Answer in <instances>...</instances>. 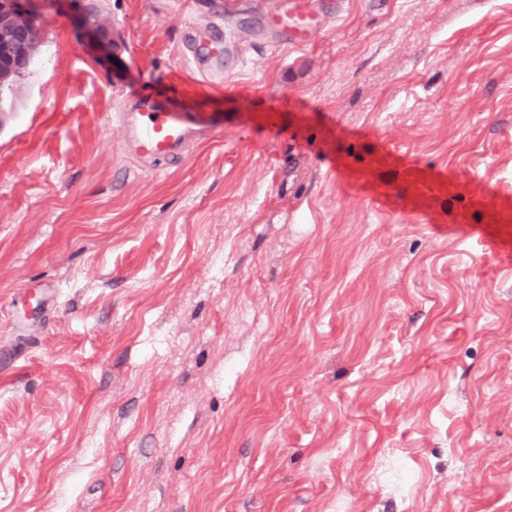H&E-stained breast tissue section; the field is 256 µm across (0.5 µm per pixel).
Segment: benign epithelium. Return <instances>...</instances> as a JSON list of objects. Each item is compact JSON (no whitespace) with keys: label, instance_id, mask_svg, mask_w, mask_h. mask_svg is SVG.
<instances>
[{"label":"benign epithelium","instance_id":"7a95c632","mask_svg":"<svg viewBox=\"0 0 512 512\" xmlns=\"http://www.w3.org/2000/svg\"><path fill=\"white\" fill-rule=\"evenodd\" d=\"M36 0H0V81L28 72L41 38Z\"/></svg>","mask_w":512,"mask_h":512}]
</instances>
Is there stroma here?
<instances>
[{"instance_id": "stroma-1", "label": "stroma", "mask_w": 512, "mask_h": 512, "mask_svg": "<svg viewBox=\"0 0 512 512\" xmlns=\"http://www.w3.org/2000/svg\"><path fill=\"white\" fill-rule=\"evenodd\" d=\"M314 6L283 46L272 15ZM36 7L0 124V512H512V0ZM192 34L223 84L186 79ZM145 84L223 131L138 157L109 116ZM322 22L323 18L319 9H311L305 14H298L291 27L290 43L296 46L305 45Z\"/></svg>"}]
</instances>
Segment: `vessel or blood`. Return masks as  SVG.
Listing matches in <instances>:
<instances>
[{
	"mask_svg": "<svg viewBox=\"0 0 512 512\" xmlns=\"http://www.w3.org/2000/svg\"><path fill=\"white\" fill-rule=\"evenodd\" d=\"M322 22L317 9L297 15L291 44L305 45ZM117 118L137 155L154 161L177 157L190 142L215 136L224 126L223 113L190 112L146 91L127 95Z\"/></svg>",
	"mask_w": 512,
	"mask_h": 512,
	"instance_id": "vessel-or-blood-1",
	"label": "vessel or blood"
}]
</instances>
